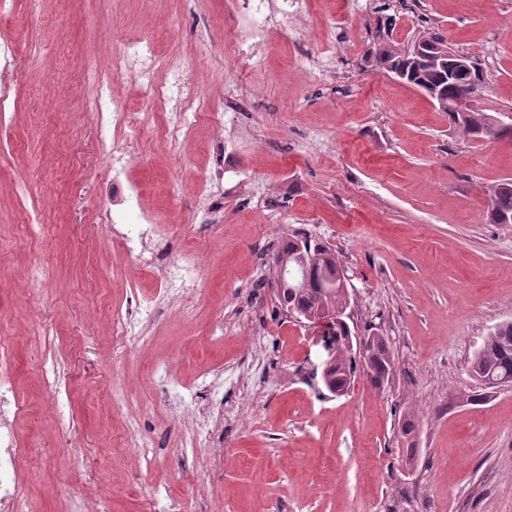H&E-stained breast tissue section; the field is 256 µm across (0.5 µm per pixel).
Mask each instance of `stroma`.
Returning a JSON list of instances; mask_svg holds the SVG:
<instances>
[{"mask_svg": "<svg viewBox=\"0 0 512 512\" xmlns=\"http://www.w3.org/2000/svg\"><path fill=\"white\" fill-rule=\"evenodd\" d=\"M379 6L303 0L300 35L267 37L242 68L230 50L241 19L227 0H13L0 12L18 100L0 122V343L30 402L16 421L23 512H70L78 497L143 512L157 489L184 512H512V386L488 389L470 372L485 337L512 321V224L486 218L491 186L512 178V143L459 136L427 96L372 65ZM391 8L398 36L431 29L477 57L476 108L512 114V25L501 23L512 0ZM139 36L188 60L210 99L241 98L224 121L251 136L228 159L224 223L209 231L195 221L214 163L207 126L174 151L162 112L143 111L133 176L166 229L161 245L200 247L205 259L192 319L162 305L118 344L113 311L153 295L159 276L101 231L112 171L104 134L76 107L88 94L76 72ZM34 211L39 223H26ZM296 235L335 250L356 330L390 338L383 388L359 371L330 397L311 380L315 337L281 308L267 270ZM35 262L49 277L33 290L22 275ZM204 378L237 414L217 472L181 445L180 397ZM410 411L420 426L409 464L398 427ZM132 412L164 446L150 461L123 436Z\"/></svg>", "mask_w": 512, "mask_h": 512, "instance_id": "stroma-1", "label": "stroma"}]
</instances>
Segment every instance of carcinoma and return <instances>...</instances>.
<instances>
[{"mask_svg": "<svg viewBox=\"0 0 512 512\" xmlns=\"http://www.w3.org/2000/svg\"><path fill=\"white\" fill-rule=\"evenodd\" d=\"M425 53L415 56L404 50V46L390 39L378 37L374 50L375 67L393 74H400V80L414 86L426 95L437 91L454 99L462 94H475L484 84L465 74L456 79L453 86H448V70L441 62L451 61V48L438 33L424 32L421 34ZM448 118L455 126L457 133L468 139L484 137L488 140L512 138V130L496 126L495 115L477 110L463 114L448 113ZM486 218L493 224H512V178H505L494 185L489 194ZM310 253L314 256L315 269H337L339 262L332 249L323 243H311L308 240L290 239L273 255L269 263V271L277 289L278 301L282 308L291 306L309 318H327L331 320L327 335L337 340L336 356L332 360L328 375L331 385L347 389L356 371V358L345 341L346 332L336 326L333 318L343 306L345 296L336 283L315 281L309 288H301L303 270L297 256ZM374 374L376 382L372 386L382 388L381 379L391 374L394 367V356L389 343L383 336L374 340L372 347ZM471 372L482 383L492 378L502 384L512 383V322L498 324L485 338L481 347L474 353L471 360ZM418 422L413 413L405 415L401 436L407 443L412 459L416 451V433Z\"/></svg>", "mask_w": 512, "mask_h": 512, "instance_id": "1", "label": "carcinoma"}]
</instances>
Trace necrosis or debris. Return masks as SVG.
Returning <instances> with one entry per match:
<instances>
[{
    "label": "necrosis or debris",
    "mask_w": 512,
    "mask_h": 512,
    "mask_svg": "<svg viewBox=\"0 0 512 512\" xmlns=\"http://www.w3.org/2000/svg\"><path fill=\"white\" fill-rule=\"evenodd\" d=\"M230 9L247 15L248 25L237 31L235 56L249 58L263 42L268 30L287 25L289 16L296 13L298 0H230ZM127 72L145 89L144 102L148 109L161 110L164 115L163 133L170 146H179L197 127L201 113H210L209 131L216 159L214 167L200 186L202 204L196 215L201 224L222 221L219 196L225 177V145L235 140V132L224 126V110L234 109L235 100L225 105L214 104L195 88L188 79L189 64L178 56L165 59L153 55L151 47L141 40L126 43L123 50L112 56L111 70L96 71L90 79V98L85 102L100 126L111 127L112 139L105 153L114 172L113 181L119 189L111 206L105 207L101 221L113 240L141 265L159 266L162 274L163 297L182 302L183 314H191L186 300L194 289L193 271L200 262V253L189 250L179 255L158 257L154 245L163 235L152 211L143 204V190L131 177L137 158V146L128 135L141 122L140 113L130 111L126 100L111 83V72ZM15 358L5 348L0 349V512H21L29 492L23 450L15 426V417L24 412L26 404L15 390ZM197 394L207 402L199 406L195 425L183 440L184 447L206 448L221 456L224 441V404L211 401L212 391L200 383Z\"/></svg>",
    "instance_id": "obj_1"
}]
</instances>
